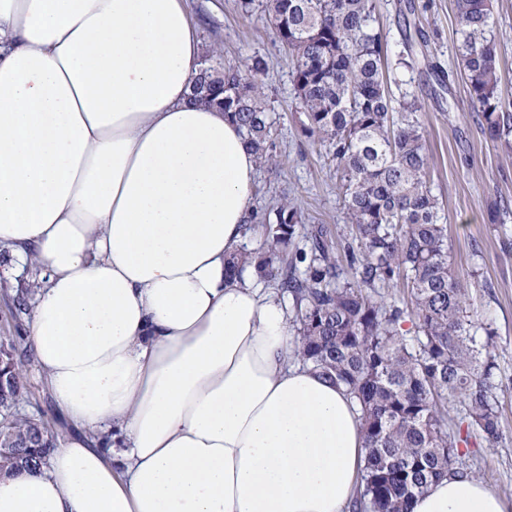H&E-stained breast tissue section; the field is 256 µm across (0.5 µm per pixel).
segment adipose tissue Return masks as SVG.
<instances>
[{"label":"adipose tissue","instance_id":"adipose-tissue-1","mask_svg":"<svg viewBox=\"0 0 512 512\" xmlns=\"http://www.w3.org/2000/svg\"><path fill=\"white\" fill-rule=\"evenodd\" d=\"M201 56L182 0H0V246L34 271L27 345L68 425L0 474V512H352L354 402L225 274L257 165L192 102ZM506 510L460 474L412 504Z\"/></svg>","mask_w":512,"mask_h":512}]
</instances>
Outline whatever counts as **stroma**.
Wrapping results in <instances>:
<instances>
[{"label":"stroma","mask_w":512,"mask_h":512,"mask_svg":"<svg viewBox=\"0 0 512 512\" xmlns=\"http://www.w3.org/2000/svg\"><path fill=\"white\" fill-rule=\"evenodd\" d=\"M243 2L183 0V5L198 28L204 53L227 66L244 65L255 56L267 63L260 83L274 121L278 166L258 168L254 204L285 200L302 211L306 225L344 229L334 167L325 148L303 130L292 56L261 9H243ZM414 2L408 21L418 64L412 70L390 67L387 82L394 99L411 94L421 108L431 156L429 185L442 203L452 270L469 288L472 310L493 331L489 352L496 364L494 394L505 435L493 447L473 440L460 448L454 466L512 503V216L503 224L485 221L491 203L504 200L512 206V153L502 152L483 134L464 80L444 88L433 76L437 70L459 69L454 0ZM493 6L502 95L512 100V0H493Z\"/></svg>","instance_id":"obj_1"}]
</instances>
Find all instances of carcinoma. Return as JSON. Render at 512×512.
Listing matches in <instances>:
<instances>
[{
    "instance_id": "cac0c4a2",
    "label": "carcinoma",
    "mask_w": 512,
    "mask_h": 512,
    "mask_svg": "<svg viewBox=\"0 0 512 512\" xmlns=\"http://www.w3.org/2000/svg\"><path fill=\"white\" fill-rule=\"evenodd\" d=\"M454 7L470 103L485 136L511 152L512 103L501 93L491 0ZM376 8V0H265L267 21L294 60L306 132L336 163L347 232L333 247L330 229L305 228L295 206L257 209L250 222L265 225L267 248L237 250L227 275L251 267L292 296L298 357L358 407L367 448L360 502L370 512H411L412 500L453 472L467 442L448 433V400H461L467 428L489 445L503 429L492 395L496 364L481 341L490 332L469 314L468 289L449 263L416 100L394 112L385 76L391 50ZM265 69L259 57L244 69L206 57L193 85L196 101L238 124L261 167L276 162L256 81ZM303 229L309 246L292 248ZM400 286L408 302L376 298L378 289ZM25 361L33 358L17 337L0 336V470L35 468L50 446L44 416L18 412L28 401Z\"/></svg>"
}]
</instances>
